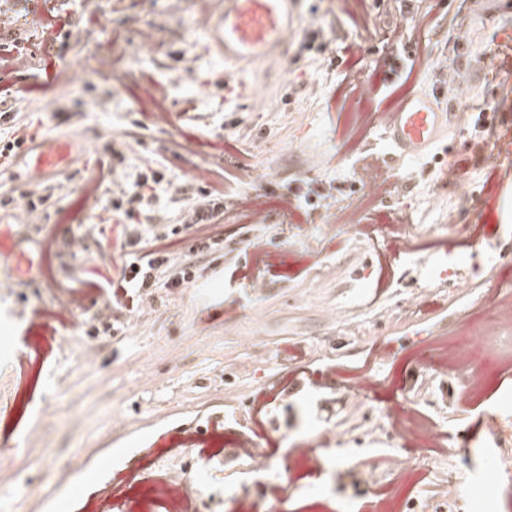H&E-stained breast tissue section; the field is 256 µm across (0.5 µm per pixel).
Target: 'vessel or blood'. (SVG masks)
<instances>
[{
  "mask_svg": "<svg viewBox=\"0 0 512 512\" xmlns=\"http://www.w3.org/2000/svg\"><path fill=\"white\" fill-rule=\"evenodd\" d=\"M300 0H211L205 18L209 52L214 60L239 71L279 66L297 34ZM386 139L396 156L417 159L427 155L448 135V115L435 96L404 94L385 123ZM86 143L76 136L46 135L23 150L16 166L25 182L43 184L71 172ZM0 262L13 281H23L30 267L23 249L0 232Z\"/></svg>",
  "mask_w": 512,
  "mask_h": 512,
  "instance_id": "b4317fda",
  "label": "vessel or blood"
}]
</instances>
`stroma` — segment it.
Listing matches in <instances>:
<instances>
[{
  "mask_svg": "<svg viewBox=\"0 0 512 512\" xmlns=\"http://www.w3.org/2000/svg\"><path fill=\"white\" fill-rule=\"evenodd\" d=\"M208 0H32L36 16L70 17L38 50L15 107L34 135L81 128L80 173L57 184L39 223L32 186L7 182L0 225L29 234L25 282L0 288V512H512V474L498 473L494 423L512 422V328L493 354L470 324L512 309V79L501 36L512 11L479 0H366L374 38L342 0H302L300 33L321 52L289 54L282 72L239 78L204 52ZM414 67H407V57ZM368 75L349 90L350 70ZM167 89L168 121L147 115L149 79ZM245 80L250 94L227 96ZM436 95L447 142L417 160L384 140L382 112L403 93ZM122 144L128 170L173 182L207 173L224 191V247L195 248L189 201L145 212L176 225L174 249L196 271L113 319L123 218L109 189L82 190L83 170ZM390 178L371 197L367 165ZM308 196L304 209L283 201ZM258 199L256 223L242 198ZM83 238V252L69 242ZM50 239L51 254L35 253ZM261 241L254 249L253 241ZM79 300L60 315L61 286ZM437 427L430 443L414 420ZM335 439H328V432ZM259 439L256 474L240 450ZM325 462H301L305 449ZM96 489L85 494L78 475ZM482 490L467 496L466 487Z\"/></svg>",
  "mask_w": 512,
  "mask_h": 512,
  "instance_id": "obj_1",
  "label": "stroma"
}]
</instances>
